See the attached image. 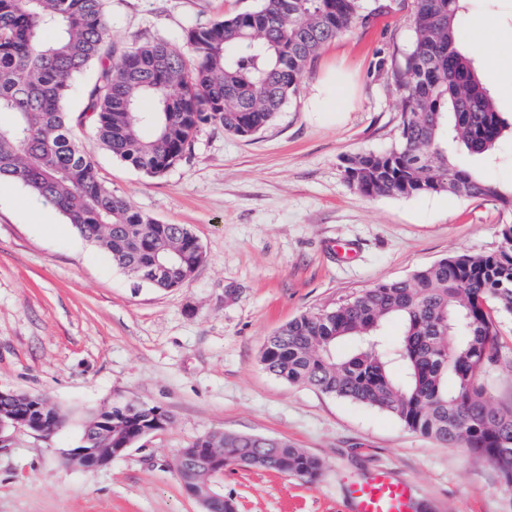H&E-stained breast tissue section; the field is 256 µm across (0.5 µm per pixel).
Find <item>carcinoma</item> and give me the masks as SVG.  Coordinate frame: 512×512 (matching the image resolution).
Instances as JSON below:
<instances>
[{
    "label": "carcinoma",
    "instance_id": "obj_1",
    "mask_svg": "<svg viewBox=\"0 0 512 512\" xmlns=\"http://www.w3.org/2000/svg\"><path fill=\"white\" fill-rule=\"evenodd\" d=\"M104 0H0V180L20 184L58 212L112 262L142 278L172 262L158 289L185 283L203 260L197 238L137 210L99 178L74 127L90 123L112 156L157 177L187 160L200 124L248 138L268 126L298 90L320 49L368 14L367 0H259V6L191 28L187 58L164 39L130 48L113 42ZM465 0H415L413 48L396 71L397 141L346 160L348 181L367 196L450 192L495 200L503 191L455 164L452 150L493 154L509 124L497 112L473 58L457 42ZM92 71L83 106L66 109L75 79ZM501 248L457 253L411 276L303 314L269 337L264 369L290 385L395 417L438 444L467 449L512 486V405L486 396L485 378L503 353L500 326L512 318V224ZM402 333L386 342L385 324ZM352 342L340 354L336 346ZM153 407L118 403L84 433L120 448L152 427ZM195 448L224 449V467H254L312 482L315 455L288 440L225 432Z\"/></svg>",
    "mask_w": 512,
    "mask_h": 512
}]
</instances>
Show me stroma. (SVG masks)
<instances>
[{
    "label": "stroma",
    "instance_id": "stroma-1",
    "mask_svg": "<svg viewBox=\"0 0 512 512\" xmlns=\"http://www.w3.org/2000/svg\"><path fill=\"white\" fill-rule=\"evenodd\" d=\"M256 4L107 0L106 17L117 46L162 38L182 52L188 29ZM369 4L366 21L323 47L273 123L247 139L202 125L189 159L162 176L112 157L91 126L76 128L106 186L198 239L205 260L180 287L139 282L21 185L0 182V388L46 396L65 417L47 436L16 432L0 452V512H203L177 476L179 454L224 432L285 438L323 463L311 482L225 469L237 512H342L346 484L379 467L410 481L417 512H512V487L487 461L384 412L288 385L259 362L288 321L459 252H496L499 225L512 224L490 198L370 197L347 182L346 157L397 137L394 73L413 45L414 0ZM466 7L498 20L488 43L460 47L478 63L497 59L490 92L511 119L512 0ZM333 73L345 82L336 111H313ZM458 161L512 188L511 138L492 157ZM338 243L351 256L338 257ZM118 402L173 420L106 466L68 464L88 421Z\"/></svg>",
    "mask_w": 512,
    "mask_h": 512
}]
</instances>
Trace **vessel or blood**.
<instances>
[{
  "mask_svg": "<svg viewBox=\"0 0 512 512\" xmlns=\"http://www.w3.org/2000/svg\"><path fill=\"white\" fill-rule=\"evenodd\" d=\"M343 502L344 512H416L411 484L386 467L349 483Z\"/></svg>",
  "mask_w": 512,
  "mask_h": 512,
  "instance_id": "vessel-or-blood-1",
  "label": "vessel or blood"
}]
</instances>
